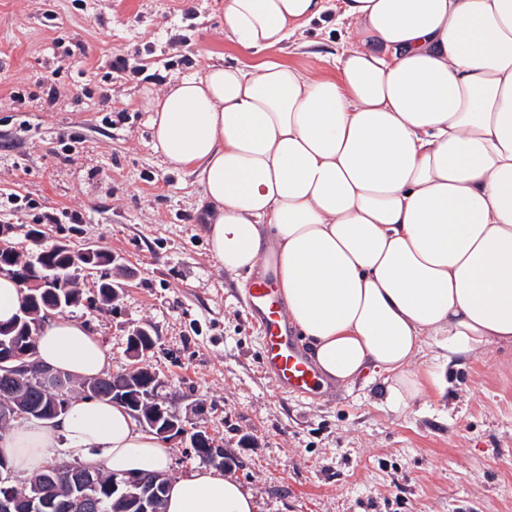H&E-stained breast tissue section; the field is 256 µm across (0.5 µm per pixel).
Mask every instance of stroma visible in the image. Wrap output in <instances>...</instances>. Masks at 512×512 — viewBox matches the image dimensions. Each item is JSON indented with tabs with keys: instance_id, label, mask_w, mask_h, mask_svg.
Segmentation results:
<instances>
[{
	"instance_id": "obj_1",
	"label": "stroma",
	"mask_w": 512,
	"mask_h": 512,
	"mask_svg": "<svg viewBox=\"0 0 512 512\" xmlns=\"http://www.w3.org/2000/svg\"><path fill=\"white\" fill-rule=\"evenodd\" d=\"M191 7L190 62L166 66L168 40ZM223 16L224 0H86L81 9L72 0H0V199L28 200L16 212L0 207V225L25 257L38 240L112 252L122 284L113 306L64 308L59 317L86 324L113 373L133 366L132 330L149 329L156 347L147 360L173 410L187 432L207 431L238 455L235 477L257 512H512V343L459 357L445 369L443 392L397 412L379 377L285 398L262 373L240 279L208 251L203 188L153 149L141 101L165 85L100 79L118 54L167 80L245 59L225 40ZM60 38L80 45L75 58H54ZM345 39L328 18L280 57L331 75ZM50 77L69 90L53 106L42 94ZM20 87L21 106L11 99ZM115 110L125 121L112 123ZM66 209L82 223H42L44 213Z\"/></svg>"
}]
</instances>
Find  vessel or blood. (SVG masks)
I'll return each mask as SVG.
<instances>
[{
	"label": "vessel or blood",
	"mask_w": 512,
	"mask_h": 512,
	"mask_svg": "<svg viewBox=\"0 0 512 512\" xmlns=\"http://www.w3.org/2000/svg\"><path fill=\"white\" fill-rule=\"evenodd\" d=\"M275 280V262L266 259L247 290L248 310L264 335L262 369L279 394L305 398L323 389L324 379L288 328Z\"/></svg>",
	"instance_id": "b4317fda"
}]
</instances>
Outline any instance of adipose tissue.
Wrapping results in <instances>:
<instances>
[{"instance_id":"adipose-tissue-1","label":"adipose tissue","mask_w":512,"mask_h":512,"mask_svg":"<svg viewBox=\"0 0 512 512\" xmlns=\"http://www.w3.org/2000/svg\"><path fill=\"white\" fill-rule=\"evenodd\" d=\"M327 0H224V36L259 63L210 66L145 95L153 147L190 170L226 272L277 259L287 319L323 376H382L400 410L443 367L512 343V0H337V76L284 62ZM37 357L83 380L109 367L86 326L48 318ZM63 448L105 472H162L170 450L124 407L77 398L0 433L25 474ZM199 467L167 512H255Z\"/></svg>"}]
</instances>
